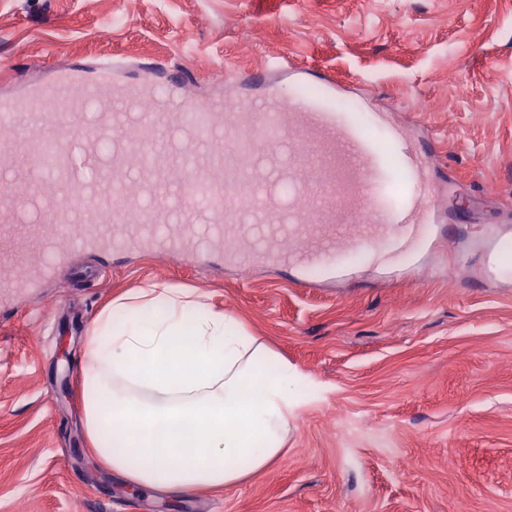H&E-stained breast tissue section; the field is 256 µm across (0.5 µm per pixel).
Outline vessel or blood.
<instances>
[{
    "mask_svg": "<svg viewBox=\"0 0 512 512\" xmlns=\"http://www.w3.org/2000/svg\"><path fill=\"white\" fill-rule=\"evenodd\" d=\"M196 79L114 57L0 92V236L53 252L24 285L0 283L1 303L50 278L69 258L55 242L69 235L78 250H174L187 239L256 257L285 239L300 245L285 263L339 278L352 274L335 261L340 241L374 267L420 263L437 242L431 147L413 148L399 127L377 140L378 113H338L328 75L299 70L281 83L238 71L230 88L248 95L244 112L221 98L200 111L186 92ZM469 246L499 277L512 225H489Z\"/></svg>",
    "mask_w": 512,
    "mask_h": 512,
    "instance_id": "obj_1",
    "label": "vessel or blood"
}]
</instances>
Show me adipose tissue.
Here are the masks:
<instances>
[{
    "mask_svg": "<svg viewBox=\"0 0 512 512\" xmlns=\"http://www.w3.org/2000/svg\"><path fill=\"white\" fill-rule=\"evenodd\" d=\"M297 371L189 289L148 281L96 318L83 413L98 459L132 486L224 488L284 452Z\"/></svg>",
    "mask_w": 512,
    "mask_h": 512,
    "instance_id": "obj_1",
    "label": "adipose tissue"
}]
</instances>
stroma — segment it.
I'll list each match as a JSON object with an SVG mask.
<instances>
[{
	"mask_svg": "<svg viewBox=\"0 0 512 512\" xmlns=\"http://www.w3.org/2000/svg\"><path fill=\"white\" fill-rule=\"evenodd\" d=\"M104 55L187 64L200 98L227 69L332 72L338 111L363 100L436 137L441 223L474 235L512 205V0H0V81ZM341 259L352 280L308 287L282 264L72 251L0 316V512H512V256L501 288L476 253L389 278ZM147 280L193 289L298 371L271 468L166 494L96 460L87 332Z\"/></svg>",
	"mask_w": 512,
	"mask_h": 512,
	"instance_id": "stroma-1",
	"label": "stroma"
}]
</instances>
